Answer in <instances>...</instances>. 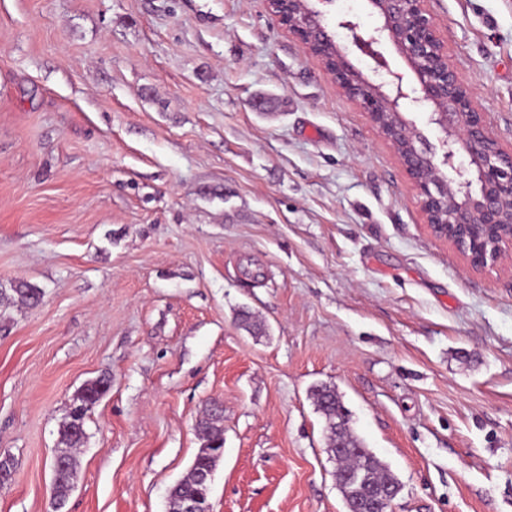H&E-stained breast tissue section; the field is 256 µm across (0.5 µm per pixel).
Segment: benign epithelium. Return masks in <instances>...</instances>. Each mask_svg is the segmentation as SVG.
<instances>
[{
  "label": "benign epithelium",
  "instance_id": "1",
  "mask_svg": "<svg viewBox=\"0 0 512 512\" xmlns=\"http://www.w3.org/2000/svg\"><path fill=\"white\" fill-rule=\"evenodd\" d=\"M424 2L369 0L382 26L367 39L354 21H338L352 45L372 59L374 73L385 75L380 84L351 64L312 0H270V7L276 21L320 62L392 146L431 234L455 246L469 269L482 271L512 260V149L492 134L472 89L448 63L447 48ZM384 41L405 59L412 76L391 69L378 50ZM406 103L429 110V123L444 133L441 157L421 147L420 132L401 112ZM460 150L468 157L465 167L455 164ZM348 481L359 493L357 512H393L394 489L373 488L363 471L349 474ZM168 512H211V507L199 495L182 496Z\"/></svg>",
  "mask_w": 512,
  "mask_h": 512
}]
</instances>
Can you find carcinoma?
<instances>
[{
	"mask_svg": "<svg viewBox=\"0 0 512 512\" xmlns=\"http://www.w3.org/2000/svg\"><path fill=\"white\" fill-rule=\"evenodd\" d=\"M12 291L21 299L31 305L37 304L42 297L41 290L32 286L26 281H16L12 285ZM110 381L107 378H100L83 387L78 395L81 405L86 407V412L91 410L99 402L100 398L109 389ZM318 411L324 417L327 424L332 425L339 420V415L345 411V407L335 389L329 386H320L313 390ZM222 421L221 413H212L199 422V438L202 447L198 449L191 470L185 477L176 482L171 489L172 496L178 498L197 492L200 485L196 480V471L209 467L214 462V456L224 447V430L220 426ZM61 442L65 445L64 451L67 454L71 469H76L77 460L72 451L84 443L83 434L80 433L75 424L66 421L61 432ZM329 439L332 448H343L345 452L336 459L335 479L344 499V504L354 501L357 492L348 483L346 475L358 468H366L371 478V483L390 488L399 487L401 483L388 470V468L373 454L365 448L362 441L351 431L348 423H343L331 431Z\"/></svg>",
	"mask_w": 512,
	"mask_h": 512,
	"instance_id": "cac0c4a2",
	"label": "carcinoma"
}]
</instances>
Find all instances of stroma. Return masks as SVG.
<instances>
[{
  "label": "stroma",
  "instance_id": "35a3bbf8",
  "mask_svg": "<svg viewBox=\"0 0 512 512\" xmlns=\"http://www.w3.org/2000/svg\"><path fill=\"white\" fill-rule=\"evenodd\" d=\"M425 8L512 147V0ZM17 280L42 299L0 298V512H52L60 430L102 377L66 512H166L214 402L213 512H346L321 385L400 481L393 512H512V266L431 235L267 0H0ZM109 387L110 381L104 377L97 379L95 382H92L81 389L78 395V400L82 406L86 407V418L88 413L96 406ZM312 394L318 411L328 425L336 424L339 420V415L342 412L346 413L341 398L334 388L326 385L320 386L315 388Z\"/></svg>",
  "mask_w": 512,
  "mask_h": 512
}]
</instances>
